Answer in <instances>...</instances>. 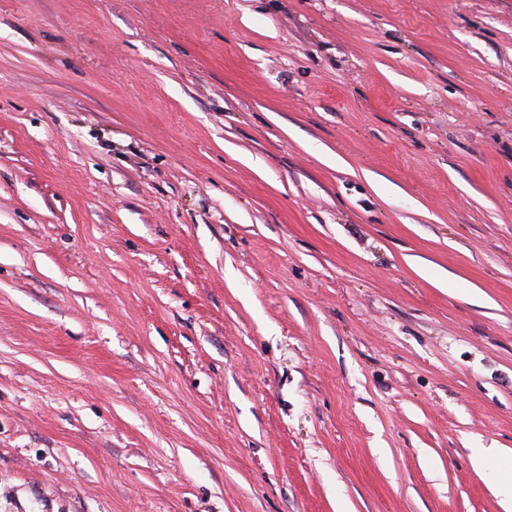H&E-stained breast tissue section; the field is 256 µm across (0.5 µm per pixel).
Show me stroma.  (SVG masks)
<instances>
[{
  "label": "stroma",
  "instance_id": "35a3bbf8",
  "mask_svg": "<svg viewBox=\"0 0 512 512\" xmlns=\"http://www.w3.org/2000/svg\"><path fill=\"white\" fill-rule=\"evenodd\" d=\"M510 448L512 0H0V512H504Z\"/></svg>",
  "mask_w": 512,
  "mask_h": 512
}]
</instances>
